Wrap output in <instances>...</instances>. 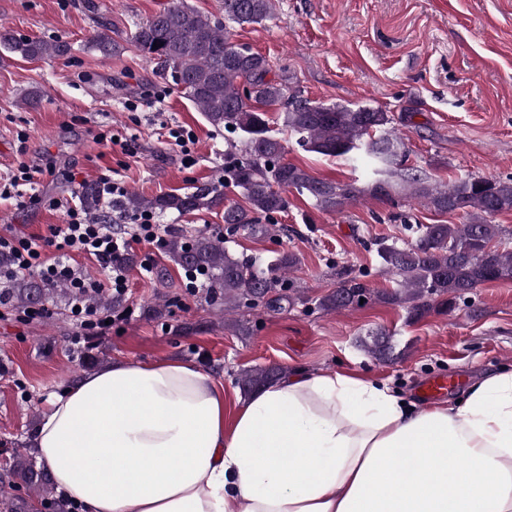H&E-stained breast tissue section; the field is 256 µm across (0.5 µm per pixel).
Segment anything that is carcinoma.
I'll list each match as a JSON object with an SVG mask.
<instances>
[{"mask_svg": "<svg viewBox=\"0 0 512 512\" xmlns=\"http://www.w3.org/2000/svg\"><path fill=\"white\" fill-rule=\"evenodd\" d=\"M271 10V0H224L221 23L185 0H176L136 26L131 44L200 109L215 130L239 139L241 146L230 145L220 181L150 198L130 192L113 207L127 214L149 211L159 218L173 211H224L226 234L200 231L187 236L175 231L166 240L165 250L168 260L182 271L205 273L211 299L224 304L226 314L243 304L275 308L282 301L298 299L288 278L300 264L296 254L283 252L266 264L256 256H239L224 247L226 235L276 233V216L288 210L286 192L290 189L307 195L327 212H337L362 197H389L400 190L404 198L424 207L459 213L466 219L464 224H416L410 228L415 242L378 244L382 272L395 287L376 295L360 277H346L316 299L323 310L353 309L376 295L406 308L408 318L418 320L434 309L438 298L441 305L452 308L486 283L511 281L512 250L493 249L490 243L499 235L493 218L512 211V178L492 181L468 176L448 184L433 183L425 172L402 167L404 144L391 127L388 113L370 105L313 101L300 88L268 78L266 57L231 42L224 34V23L260 24ZM155 43L159 47H153ZM85 47L104 56L119 51L106 25L93 32ZM0 49L38 60L64 57L72 46L60 40L20 38L0 24ZM276 104L283 110L273 117L267 107ZM277 123L307 152L353 163L363 156L370 158L372 179L364 186L318 179L285 161L286 148L273 129ZM231 186L238 189L246 205L228 199L225 189ZM78 195L85 210L97 216L102 207L98 186L85 184ZM262 217L264 224L259 223ZM69 296L64 283H47L32 274L13 278L7 288L8 302L23 310ZM122 304V299L106 293L88 297L89 306L105 313ZM361 347L378 360L395 359L393 336L386 332H370ZM284 374L281 368L247 370L240 374L238 384L247 395ZM9 485L26 488L34 498L6 501V512H28L35 498L44 512H71L64 500L55 498L47 470L31 455L13 456Z\"/></svg>", "mask_w": 512, "mask_h": 512, "instance_id": "cac0c4a2", "label": "carcinoma"}]
</instances>
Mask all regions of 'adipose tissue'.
Wrapping results in <instances>:
<instances>
[{
	"instance_id": "ef3b65f1",
	"label": "adipose tissue",
	"mask_w": 512,
	"mask_h": 512,
	"mask_svg": "<svg viewBox=\"0 0 512 512\" xmlns=\"http://www.w3.org/2000/svg\"><path fill=\"white\" fill-rule=\"evenodd\" d=\"M31 446L87 512H512V369L425 405L296 371L228 421L198 366L114 363L54 396Z\"/></svg>"
}]
</instances>
